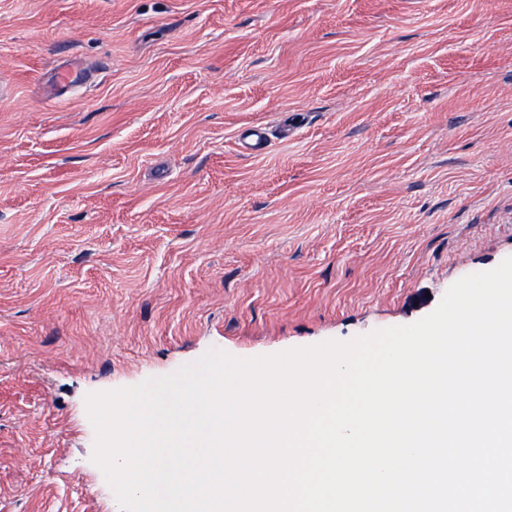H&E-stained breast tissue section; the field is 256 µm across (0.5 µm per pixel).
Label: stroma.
<instances>
[{"mask_svg": "<svg viewBox=\"0 0 512 512\" xmlns=\"http://www.w3.org/2000/svg\"><path fill=\"white\" fill-rule=\"evenodd\" d=\"M509 257L512 0H0V512H120L88 393ZM240 143L243 151L251 155L262 154L269 146V137L266 128H252L240 134Z\"/></svg>", "mask_w": 512, "mask_h": 512, "instance_id": "obj_1", "label": "stroma"}]
</instances>
